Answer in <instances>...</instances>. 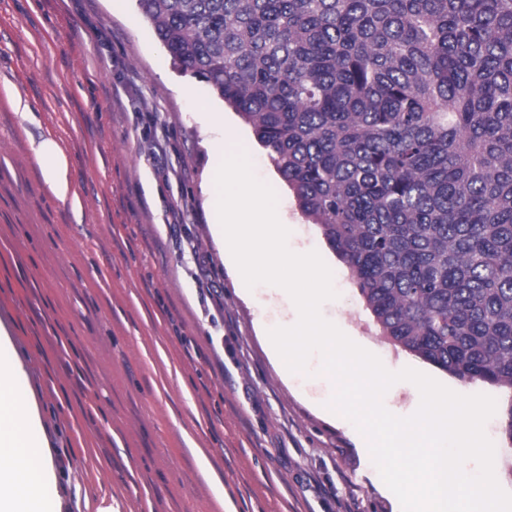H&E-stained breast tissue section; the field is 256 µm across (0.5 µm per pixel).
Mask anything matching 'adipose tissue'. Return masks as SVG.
<instances>
[{"label":"adipose tissue","mask_w":512,"mask_h":512,"mask_svg":"<svg viewBox=\"0 0 512 512\" xmlns=\"http://www.w3.org/2000/svg\"><path fill=\"white\" fill-rule=\"evenodd\" d=\"M30 148L49 192L66 199L70 164L63 149L50 138L31 140ZM54 488L38 438L21 410L18 374L0 366V512H51Z\"/></svg>","instance_id":"1"}]
</instances>
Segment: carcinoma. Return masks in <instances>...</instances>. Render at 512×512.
Returning <instances> with one entry per match:
<instances>
[{"instance_id":"carcinoma-1","label":"carcinoma","mask_w":512,"mask_h":512,"mask_svg":"<svg viewBox=\"0 0 512 512\" xmlns=\"http://www.w3.org/2000/svg\"><path fill=\"white\" fill-rule=\"evenodd\" d=\"M249 124L381 333L512 390V0H137Z\"/></svg>"}]
</instances>
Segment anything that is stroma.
Wrapping results in <instances>:
<instances>
[{"instance_id": "1", "label": "stroma", "mask_w": 512, "mask_h": 512, "mask_svg": "<svg viewBox=\"0 0 512 512\" xmlns=\"http://www.w3.org/2000/svg\"><path fill=\"white\" fill-rule=\"evenodd\" d=\"M4 82L65 151L82 208L74 217L47 190L28 125L0 91V350L22 370L55 512H217L199 447L237 512H393L371 457L315 410L326 383L296 395L271 361L256 319L286 306L243 300L212 237L203 184L230 131L298 242L338 260L252 128L181 73L135 0H0ZM321 314L358 328L392 366L496 398L498 481L512 492L511 389L394 346L352 275Z\"/></svg>"}]
</instances>
